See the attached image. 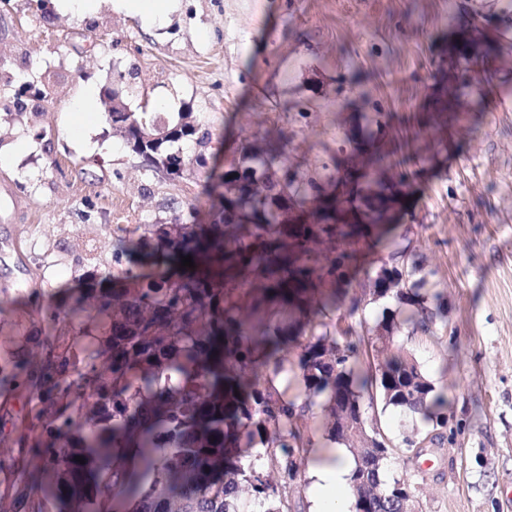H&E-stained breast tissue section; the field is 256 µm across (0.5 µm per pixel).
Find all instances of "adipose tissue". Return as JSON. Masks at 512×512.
<instances>
[{
  "instance_id": "obj_1",
  "label": "adipose tissue",
  "mask_w": 512,
  "mask_h": 512,
  "mask_svg": "<svg viewBox=\"0 0 512 512\" xmlns=\"http://www.w3.org/2000/svg\"><path fill=\"white\" fill-rule=\"evenodd\" d=\"M354 462L347 451L334 448L311 473L313 488L312 512H346L344 495Z\"/></svg>"
}]
</instances>
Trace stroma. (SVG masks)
Returning a JSON list of instances; mask_svg holds the SVG:
<instances>
[{"mask_svg":"<svg viewBox=\"0 0 512 512\" xmlns=\"http://www.w3.org/2000/svg\"><path fill=\"white\" fill-rule=\"evenodd\" d=\"M499 25L512 0H179L161 25L145 27L117 0H94L89 15L55 0H0V349L15 331L34 332L55 289L92 253L111 268L117 238L170 221L171 202L206 206L204 172L170 180L146 170L114 136L102 92L117 86L130 106L159 117L190 113L223 135L224 167L258 126L290 138L288 163L306 173L330 162L364 113H387L379 147L415 158L419 172L381 232L399 244L418 226L420 251L440 291L448 326L400 336L448 396L442 443L401 452L419 417L366 407L394 450L385 481L409 473L413 512H512V73L492 93L464 82L481 101L456 124L429 115L448 28L463 3ZM125 72L122 83L113 75ZM45 89L43 100L21 83ZM93 109L79 111L85 95ZM82 123L79 137L66 133ZM320 415L302 424L310 448L286 489L291 512H310L313 451L330 448Z\"/></svg>","mask_w":512,"mask_h":512,"instance_id":"35a3bbf8","label":"stroma"}]
</instances>
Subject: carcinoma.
I'll list each match as a JSON object with an SVG mask.
<instances>
[{"instance_id": "1", "label": "carcinoma", "mask_w": 512, "mask_h": 512, "mask_svg": "<svg viewBox=\"0 0 512 512\" xmlns=\"http://www.w3.org/2000/svg\"><path fill=\"white\" fill-rule=\"evenodd\" d=\"M484 19L477 11L456 19L469 50L448 62L449 112L469 107L460 65L489 84L512 58ZM106 121L150 171L176 179L207 168L214 130L184 112L175 123L146 111L108 112ZM183 140L194 143L193 155L172 150ZM354 143L346 137L334 167L308 175L288 165L282 131L252 134L210 184L207 219L191 207L188 223L176 216L145 225L135 241L119 239L112 259L127 266L104 273L112 287L63 295L41 335L0 357V377L22 400L17 454H0V505L27 479L32 457L57 489L26 501V512H90L105 494L124 496L126 512H241L245 493L270 501L265 512H288L282 485L257 461L267 459L283 482L295 480L305 448L300 419L321 397L328 440L360 449L349 479L355 512H411L408 475L381 479L380 461L392 452L385 438L367 448L340 422L345 414L364 421L367 394L423 416L432 424L423 438L442 440L447 398L394 337L431 334L448 320L440 294L425 288L419 240L408 235L382 253L375 278L354 282L356 245L390 220L414 176ZM161 247L173 262L191 256L195 267L134 270ZM253 285L288 301L309 326L306 342L293 350L281 342L266 295ZM327 285L349 304L326 299ZM358 289L409 311L377 325L387 355L366 371L358 364L369 346L367 321L350 296ZM292 357L305 399L275 386Z\"/></svg>"}]
</instances>
